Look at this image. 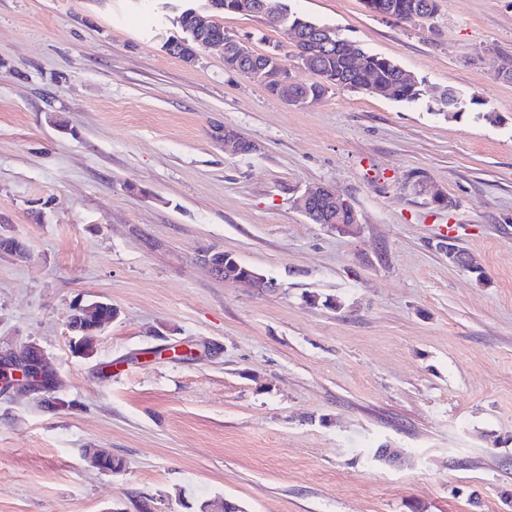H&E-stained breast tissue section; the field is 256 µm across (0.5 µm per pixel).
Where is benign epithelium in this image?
Masks as SVG:
<instances>
[{"label":"benign epithelium","mask_w":512,"mask_h":512,"mask_svg":"<svg viewBox=\"0 0 512 512\" xmlns=\"http://www.w3.org/2000/svg\"><path fill=\"white\" fill-rule=\"evenodd\" d=\"M209 10L214 13V18L205 20L198 13H193L197 18L198 29L195 45L191 46L186 42L172 43L168 50L177 54L181 60L191 63L198 56L200 49H224L228 45L234 49L239 60L244 63V73L253 81L267 79L266 65L261 62L250 46L249 40L224 32L222 24L217 21L224 11L223 0H207ZM242 11L257 13L263 16L266 25L276 28L281 24L285 8L275 0H264L254 5L249 4L242 7ZM332 42L329 31L314 28L310 31L293 33L294 53H302L303 60H308L310 49L328 45ZM214 138L230 145L239 154H248L257 151L255 143L244 137L237 129L219 125L214 127ZM342 201V197L336 194L332 188L317 184L308 186L294 198V207L302 215L316 213V207L324 205L331 207ZM203 261L209 267L212 275L232 283H246L253 288L259 287L254 277L239 276L228 270L225 266L215 263L211 253L203 255ZM448 262L470 272L480 271L471 256L459 249L448 248ZM103 302L96 301L87 305L77 304L73 308V314L68 320V329L75 334L74 350L77 354L88 357L93 350L83 348V337L79 336L82 331H94L98 334L111 324V321L100 316L99 311ZM0 377L6 379L9 390L17 396L40 394L43 392L38 381L45 377L53 378L55 373L49 365V359L43 350L34 342L26 343L20 347L10 350L0 357Z\"/></svg>","instance_id":"7a95c632"}]
</instances>
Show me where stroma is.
<instances>
[{
	"instance_id": "obj_1",
	"label": "stroma",
	"mask_w": 512,
	"mask_h": 512,
	"mask_svg": "<svg viewBox=\"0 0 512 512\" xmlns=\"http://www.w3.org/2000/svg\"><path fill=\"white\" fill-rule=\"evenodd\" d=\"M201 4L0 0V225L27 245L0 255V353L37 343L66 402L0 394V512H512V80L491 75L512 0H439L416 28L289 0L422 79L413 104L335 87L291 105L223 53L184 62L164 44ZM223 24L259 53L286 42L257 16ZM446 87L500 123L438 115ZM218 124L257 151L214 141ZM315 183L357 236L294 209ZM207 250L276 289L216 278ZM80 300L118 311L89 358L67 328Z\"/></svg>"
}]
</instances>
